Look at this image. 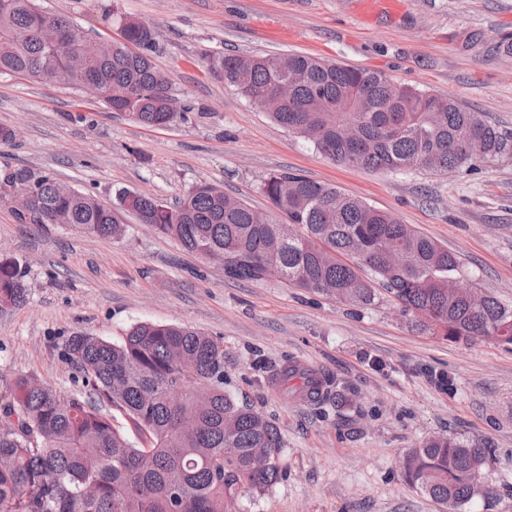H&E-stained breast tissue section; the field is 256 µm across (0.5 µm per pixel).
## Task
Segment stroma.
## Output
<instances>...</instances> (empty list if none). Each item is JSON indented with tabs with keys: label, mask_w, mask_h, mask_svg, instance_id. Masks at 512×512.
I'll use <instances>...</instances> for the list:
<instances>
[{
	"label": "stroma",
	"mask_w": 512,
	"mask_h": 512,
	"mask_svg": "<svg viewBox=\"0 0 512 512\" xmlns=\"http://www.w3.org/2000/svg\"><path fill=\"white\" fill-rule=\"evenodd\" d=\"M91 34L112 39V17L156 32L154 62L173 81L188 121L147 128L99 97L0 75V178L53 174L112 206L119 189L168 204L198 181L258 210L261 184L295 173L394 213L464 264L465 285L512 306V159L451 175L336 164L227 84V54L303 53L375 70L440 93L512 132V0H38ZM0 181V258L19 265L27 302L0 313V401L18 377L65 393L61 353L76 334L121 342L138 323L182 324L224 344V389L280 427L284 475L235 512H449L403 475L409 450L433 436L485 448L483 493L456 512H512V345L449 342L412 327L388 299L368 308L277 279L237 281L124 214L101 239L62 224L19 221ZM288 361L333 374L357 394L349 426L268 381ZM447 373L449 386L435 374Z\"/></svg>",
	"instance_id": "obj_1"
}]
</instances>
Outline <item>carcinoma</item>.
I'll return each instance as SVG.
<instances>
[{"label":"carcinoma","instance_id":"obj_1","mask_svg":"<svg viewBox=\"0 0 512 512\" xmlns=\"http://www.w3.org/2000/svg\"><path fill=\"white\" fill-rule=\"evenodd\" d=\"M45 23L72 26L37 0H0L1 75L50 84L68 56L85 54L112 111L148 127L187 120L188 107L167 111L171 79L156 67L155 34L139 20L119 19L106 56L96 55L90 43L48 53L39 37ZM215 65L251 103L292 79V97L270 117L341 165L449 174L512 159V133L482 113L443 94L396 85L375 71L299 53L226 55ZM350 121L359 124L355 147L338 137ZM474 133L485 145L479 159L462 150ZM4 181L32 193L33 210L19 216L22 221L109 238L124 233L122 213L130 212L189 253L224 252V274L235 280H262L266 245L279 240L275 261L290 286L360 307L374 305L382 289L402 314L435 336L512 344V307L491 294L474 306L450 292L462 270L448 249L395 214L299 174L273 175L261 186L271 210L287 217L285 224L257 223L253 207L205 181L174 206L121 189L112 207L51 174L16 169ZM384 242L402 249V267L383 262ZM27 296L17 264L1 259L0 311L24 304ZM62 356L86 392L64 396L20 377L13 398L0 404V512H227L241 492L264 493L281 478V430L224 391L219 338L174 324L140 323L118 344L72 336ZM274 377L300 401L338 417L354 405L350 389L323 371L292 361ZM106 405L124 410L146 435V445L133 444L112 424V416L101 412ZM485 463L484 449L433 437L411 451L405 468L422 492L458 508L476 494L474 475ZM88 484L96 494L87 499L82 489Z\"/></svg>","mask_w":512,"mask_h":512}]
</instances>
